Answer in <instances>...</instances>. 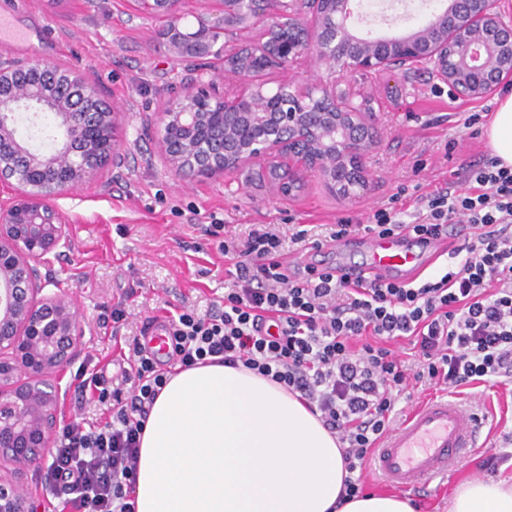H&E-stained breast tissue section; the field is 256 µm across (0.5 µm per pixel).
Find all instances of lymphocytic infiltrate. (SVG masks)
Here are the masks:
<instances>
[{
  "label": "lymphocytic infiltrate",
  "mask_w": 512,
  "mask_h": 512,
  "mask_svg": "<svg viewBox=\"0 0 512 512\" xmlns=\"http://www.w3.org/2000/svg\"><path fill=\"white\" fill-rule=\"evenodd\" d=\"M464 188L420 198L413 221L390 208L374 212L368 232L409 231L422 239L468 224L457 270L419 287L376 278L352 283L330 268L289 267L281 237L252 233L218 249L233 270L223 308L182 310L170 319L171 349L160 360L134 344L120 386L79 369L80 398L110 405L104 424L73 421L55 436L45 477L66 512H134L140 436L169 366H243L299 393L342 447L347 475L340 501L363 493L359 476L390 429L411 382L439 390L512 378V167L497 158L465 170ZM407 338L409 368L388 343Z\"/></svg>",
  "instance_id": "obj_1"
}]
</instances>
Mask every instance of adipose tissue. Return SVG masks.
Returning <instances> with one entry per match:
<instances>
[{"label":"adipose tissue","mask_w":512,"mask_h":512,"mask_svg":"<svg viewBox=\"0 0 512 512\" xmlns=\"http://www.w3.org/2000/svg\"><path fill=\"white\" fill-rule=\"evenodd\" d=\"M512 166V94L487 129ZM339 445L299 399L244 368L197 365L169 374L142 432L136 512H415L372 493L339 503ZM448 512H512L502 480L461 485Z\"/></svg>","instance_id":"ef3b65f1"}]
</instances>
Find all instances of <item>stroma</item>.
<instances>
[{
  "instance_id": "35a3bbf8",
  "label": "stroma",
  "mask_w": 512,
  "mask_h": 512,
  "mask_svg": "<svg viewBox=\"0 0 512 512\" xmlns=\"http://www.w3.org/2000/svg\"><path fill=\"white\" fill-rule=\"evenodd\" d=\"M0 13L33 32V42L17 58L77 67L125 115L121 163L52 200L67 223L69 244L43 269L44 292L62 290L74 298L84 333L77 357L58 376L63 423L107 416L105 405L76 403L80 366L92 362L107 377H120L125 355L148 320L185 307L202 314L223 303L226 263L207 232L210 224H223L240 240L271 224L283 239L304 229L313 241L344 219L368 224L390 201L411 221L419 197L459 181L467 165L489 155L483 123L495 111L497 96L512 93V84H505L496 95L463 99L428 64L382 78H345L340 89L368 110L380 133L379 147L366 159L369 191L345 201L311 174L300 195L288 199L257 176L248 180L235 172L192 180L168 169L153 122L191 72L159 38L162 18L140 14L133 0H0ZM474 112L481 123L459 126L460 115ZM118 306L125 317L116 324L112 310ZM459 399L480 408L489 444L512 432V383L473 384ZM489 454L488 447L478 449L435 489L414 495L417 512H448L459 485L487 478L482 464Z\"/></svg>"
}]
</instances>
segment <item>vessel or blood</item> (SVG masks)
<instances>
[{"label":"vessel or blood","instance_id":"1","mask_svg":"<svg viewBox=\"0 0 512 512\" xmlns=\"http://www.w3.org/2000/svg\"><path fill=\"white\" fill-rule=\"evenodd\" d=\"M352 246L363 251V262L339 261L335 274L353 281L379 275L412 282L446 251L445 240L422 243L407 231L338 243L342 250ZM480 424L479 415L457 401L430 399L378 442L369 470L389 487L411 493L428 490L432 482L447 478L454 463L479 447Z\"/></svg>","mask_w":512,"mask_h":512}]
</instances>
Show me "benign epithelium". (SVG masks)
<instances>
[{"label": "benign epithelium", "mask_w": 512, "mask_h": 512, "mask_svg": "<svg viewBox=\"0 0 512 512\" xmlns=\"http://www.w3.org/2000/svg\"><path fill=\"white\" fill-rule=\"evenodd\" d=\"M169 16L165 40L176 59H221L224 69L187 85L156 118L158 147L168 168L190 178H212L258 167L277 192L293 197L305 174L317 173L342 199L367 193L365 159L379 142L368 113L337 90L336 76L381 77L398 64L425 62L457 94L480 99L512 81V25L498 0H445V6L408 32L366 37L351 24L347 0H315L307 18L272 0H212L214 9L185 26L178 0H138ZM260 25L259 41L225 53L224 34ZM313 59L317 82L288 78L275 86L261 75ZM230 75L242 89L216 92ZM54 118L50 149H36L18 133L19 116ZM118 108L77 68L18 61L0 54V184L15 187L0 207V468L38 466L58 422L57 376L82 345L74 300L43 296L40 268L67 245V224L50 204L109 162L121 161ZM31 496L0 475V512H34Z\"/></svg>", "instance_id": "benign-epithelium-1"}]
</instances>
